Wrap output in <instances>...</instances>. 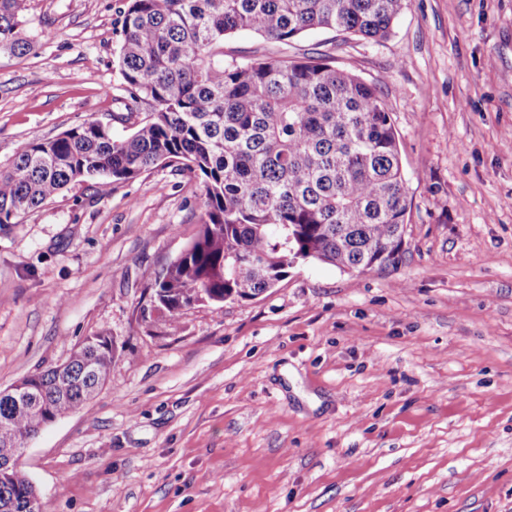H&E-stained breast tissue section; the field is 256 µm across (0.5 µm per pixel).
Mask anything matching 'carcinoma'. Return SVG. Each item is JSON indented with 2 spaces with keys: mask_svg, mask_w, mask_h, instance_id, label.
Instances as JSON below:
<instances>
[{
  "mask_svg": "<svg viewBox=\"0 0 512 512\" xmlns=\"http://www.w3.org/2000/svg\"><path fill=\"white\" fill-rule=\"evenodd\" d=\"M22 0H0V51L20 56L33 42ZM407 0H126L118 64L124 105L146 116L124 137L90 117L53 139L32 138L0 165V225L94 180L100 193L159 165L201 184L200 229L156 273L152 296L176 327L182 310L256 298L300 260L365 272L402 253L408 186L397 133L376 88L321 54L224 59V40L246 31L286 45L329 29L379 41ZM114 342L76 344L67 375H35L43 413L0 398V430L29 446L46 419L84 411L106 384ZM22 487L0 488V512Z\"/></svg>",
  "mask_w": 512,
  "mask_h": 512,
  "instance_id": "cac0c4a2",
  "label": "carcinoma"
}]
</instances>
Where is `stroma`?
<instances>
[{
	"instance_id": "obj_1",
	"label": "stroma",
	"mask_w": 512,
	"mask_h": 512,
	"mask_svg": "<svg viewBox=\"0 0 512 512\" xmlns=\"http://www.w3.org/2000/svg\"><path fill=\"white\" fill-rule=\"evenodd\" d=\"M123 0H26L35 48L0 53V165L94 117L114 135ZM327 54L375 85L408 183L402 257L301 260L252 300L154 309L195 238L171 167L70 184L0 226V388L115 342L86 411L21 470L48 512H512V0H408L392 35L241 32L226 58Z\"/></svg>"
}]
</instances>
